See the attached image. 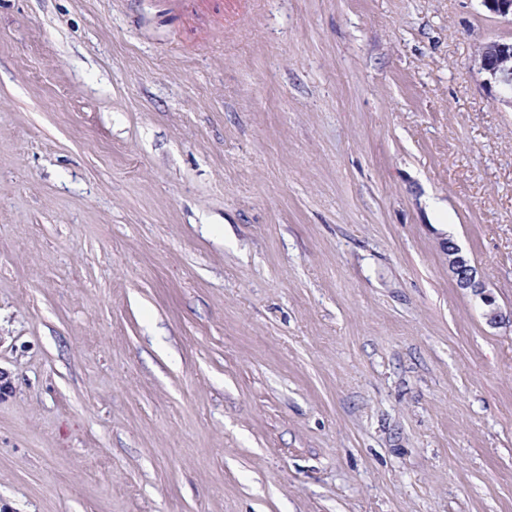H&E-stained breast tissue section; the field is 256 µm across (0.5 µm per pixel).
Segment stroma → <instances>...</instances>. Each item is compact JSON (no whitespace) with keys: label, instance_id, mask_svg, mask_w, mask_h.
I'll return each mask as SVG.
<instances>
[{"label":"stroma","instance_id":"35a3bbf8","mask_svg":"<svg viewBox=\"0 0 512 512\" xmlns=\"http://www.w3.org/2000/svg\"><path fill=\"white\" fill-rule=\"evenodd\" d=\"M481 0H0V512H512V107ZM480 71L499 87L503 101L512 107V42L490 41L475 56ZM441 250L448 262V269L452 273L459 288L471 289L479 295L485 306V318L491 326L500 324L503 320L502 312L496 303L493 294L488 291L484 281L477 279V269L461 254L459 247L445 238L441 242Z\"/></svg>","mask_w":512,"mask_h":512}]
</instances>
